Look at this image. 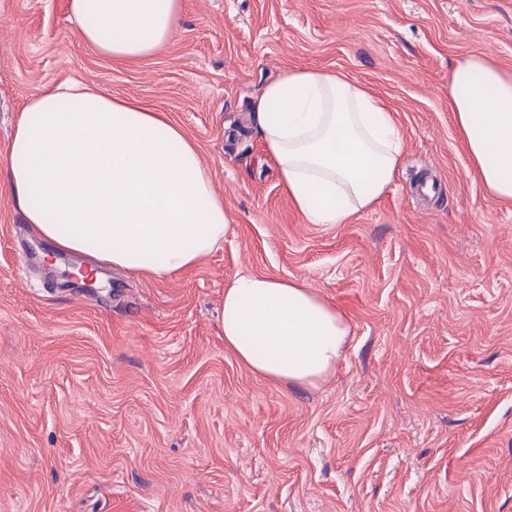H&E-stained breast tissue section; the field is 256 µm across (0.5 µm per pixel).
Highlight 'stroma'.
<instances>
[{
    "instance_id": "obj_1",
    "label": "stroma",
    "mask_w": 512,
    "mask_h": 512,
    "mask_svg": "<svg viewBox=\"0 0 512 512\" xmlns=\"http://www.w3.org/2000/svg\"><path fill=\"white\" fill-rule=\"evenodd\" d=\"M67 0H0V167L34 94L78 80L198 145L233 231L185 275L102 288L0 184V512H512V206L487 196L449 76L512 69V0H185L162 51L118 65ZM347 73L397 112L405 161L374 208L308 224L251 129L283 68ZM306 280L350 334L314 386L224 347L235 273Z\"/></svg>"
}]
</instances>
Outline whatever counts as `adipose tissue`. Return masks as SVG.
<instances>
[{
  "instance_id": "ef3b65f1",
  "label": "adipose tissue",
  "mask_w": 512,
  "mask_h": 512,
  "mask_svg": "<svg viewBox=\"0 0 512 512\" xmlns=\"http://www.w3.org/2000/svg\"><path fill=\"white\" fill-rule=\"evenodd\" d=\"M78 39L119 63L163 49L184 0H67ZM448 110L485 192L512 203V71L458 60ZM288 201L307 223L343 224L375 206L404 161L395 112L345 74L290 66L251 102ZM0 173L30 231L61 254L164 279L195 268L230 231L194 140L164 114L79 81L31 96ZM224 346L251 371L313 386L334 369L346 315L303 280L236 274L220 307Z\"/></svg>"
}]
</instances>
